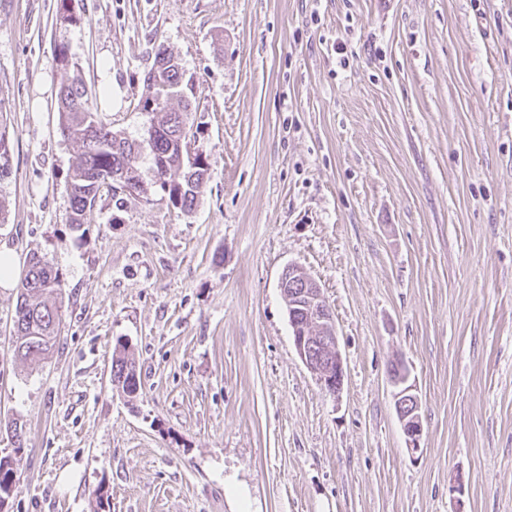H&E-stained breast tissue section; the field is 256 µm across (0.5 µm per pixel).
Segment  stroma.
Instances as JSON below:
<instances>
[{
    "label": "stroma",
    "instance_id": "35a3bbf8",
    "mask_svg": "<svg viewBox=\"0 0 512 512\" xmlns=\"http://www.w3.org/2000/svg\"><path fill=\"white\" fill-rule=\"evenodd\" d=\"M0 0V251L62 278L38 366L12 356L0 286V421L28 446L9 512H512V0ZM160 41L196 90L211 166L183 214L101 191L70 224L79 148L58 131L66 46L88 98L139 143ZM354 52L340 64L336 43ZM321 286L345 360L331 395L279 288ZM128 341L142 393L112 385ZM421 400L411 455L387 375ZM464 476L463 493L453 492Z\"/></svg>",
    "mask_w": 512,
    "mask_h": 512
}]
</instances>
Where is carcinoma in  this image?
Listing matches in <instances>:
<instances>
[{
  "mask_svg": "<svg viewBox=\"0 0 512 512\" xmlns=\"http://www.w3.org/2000/svg\"><path fill=\"white\" fill-rule=\"evenodd\" d=\"M154 57L145 75V101L160 98L166 107L158 110L160 117L150 124L153 134L144 142L153 161V185L166 192L171 203L189 214L202 193L211 166L210 156L195 152L194 158L179 153V142L186 140L188 112L195 96L193 82L185 78L180 63L163 44L152 46ZM176 99L180 108L167 106ZM59 130L63 138L79 144L76 165L70 182L71 224L81 227L91 215L101 184L95 176L125 170L137 173L132 188L139 194L146 192L145 182L137 164L140 147L126 141L112 131L98 115L86 89L73 76L62 81L57 92ZM60 273L40 255L30 254L20 279L13 327L16 341L13 356L22 362H39L48 357L60 334L61 311L56 298L61 294ZM112 385L134 400L140 395L141 382L136 361L129 343L119 341L112 352ZM4 431L18 454L25 449L24 426L16 421L4 424ZM16 475L14 461L0 457V512H8L15 494L12 479Z\"/></svg>",
  "mask_w": 512,
  "mask_h": 512,
  "instance_id": "obj_1",
  "label": "carcinoma"
}]
</instances>
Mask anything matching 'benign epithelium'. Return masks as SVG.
<instances>
[{"label": "benign epithelium", "mask_w": 512, "mask_h": 512, "mask_svg": "<svg viewBox=\"0 0 512 512\" xmlns=\"http://www.w3.org/2000/svg\"><path fill=\"white\" fill-rule=\"evenodd\" d=\"M279 288L288 303L289 323L298 357L330 394L340 393L344 379V358L340 349L334 314L320 285L300 266L290 264L281 274ZM389 380L396 388L394 405L405 435L408 452H422L421 403L403 360L389 368Z\"/></svg>", "instance_id": "7a95c632"}]
</instances>
